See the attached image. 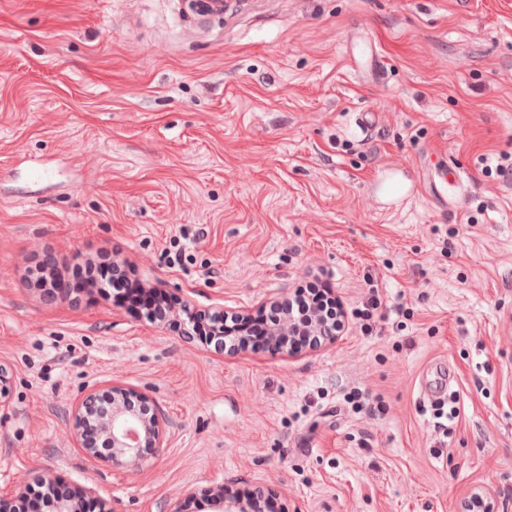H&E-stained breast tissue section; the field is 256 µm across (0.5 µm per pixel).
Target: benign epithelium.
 I'll use <instances>...</instances> for the list:
<instances>
[{
  "mask_svg": "<svg viewBox=\"0 0 512 512\" xmlns=\"http://www.w3.org/2000/svg\"><path fill=\"white\" fill-rule=\"evenodd\" d=\"M321 340L303 345L288 347L291 352L305 348L313 349L336 341V333L317 323L314 327ZM112 411L107 415L98 412L100 395L88 393L78 403L74 413L73 431L82 450L90 458L102 457L95 439L103 437L108 448L107 458L115 467L140 463L144 453L157 452L164 445L165 423L163 417L154 410L151 398L132 387L121 384L111 386ZM86 491L66 493L54 500V512H81V499ZM218 512H260L255 501L245 502L225 492L224 487L212 490ZM460 512H496L494 502L482 490L473 491L461 503Z\"/></svg>",
  "mask_w": 512,
  "mask_h": 512,
  "instance_id": "1",
  "label": "benign epithelium"
}]
</instances>
